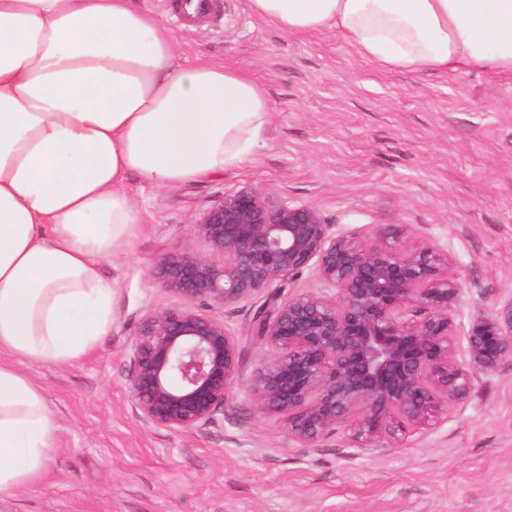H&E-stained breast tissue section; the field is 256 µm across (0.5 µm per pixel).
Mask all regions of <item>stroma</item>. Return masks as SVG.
<instances>
[{
	"label": "stroma",
	"mask_w": 512,
	"mask_h": 512,
	"mask_svg": "<svg viewBox=\"0 0 512 512\" xmlns=\"http://www.w3.org/2000/svg\"><path fill=\"white\" fill-rule=\"evenodd\" d=\"M190 26L170 0H143L171 32L175 62L249 69L267 90L265 147L224 175L157 189L130 180L141 215L132 252L104 261L115 285L110 330L67 365L22 364L57 430L41 478L0 512H512V362L476 374L470 397L406 444L350 448L336 432L301 448L249 394L272 350L251 334L255 311L318 287L312 270L225 309L244 353L242 375L211 422L172 431L129 398L131 341L148 313L182 306L154 276L170 252L207 253L192 223L245 186L316 210L365 244L376 225L450 253L462 278L456 322L512 299V77L387 72L334 33L290 35L248 0Z\"/></svg>",
	"instance_id": "obj_1"
}]
</instances>
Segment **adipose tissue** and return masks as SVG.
<instances>
[{
	"instance_id": "1",
	"label": "adipose tissue",
	"mask_w": 512,
	"mask_h": 512,
	"mask_svg": "<svg viewBox=\"0 0 512 512\" xmlns=\"http://www.w3.org/2000/svg\"><path fill=\"white\" fill-rule=\"evenodd\" d=\"M291 35L334 32L389 72L512 76V0H249ZM137 0H0V499L35 482L56 424L15 365L78 360L112 326L104 260L131 252L127 182L250 160L272 106L242 67L175 65Z\"/></svg>"
}]
</instances>
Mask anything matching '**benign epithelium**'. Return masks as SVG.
<instances>
[{"mask_svg":"<svg viewBox=\"0 0 512 512\" xmlns=\"http://www.w3.org/2000/svg\"><path fill=\"white\" fill-rule=\"evenodd\" d=\"M193 224L223 261L185 249L159 263L157 279L184 304L147 314L132 341L129 395L146 422L206 424L239 378L238 338L197 301L229 308L307 268L322 287L263 305L251 322L275 351L251 379L255 406L302 448L338 429L352 448H396L466 399L474 374L512 361V298L473 315L458 337L461 277L426 241L379 225L360 245L316 210L248 186Z\"/></svg>","mask_w":512,"mask_h":512,"instance_id":"7a95c632","label":"benign epithelium"}]
</instances>
